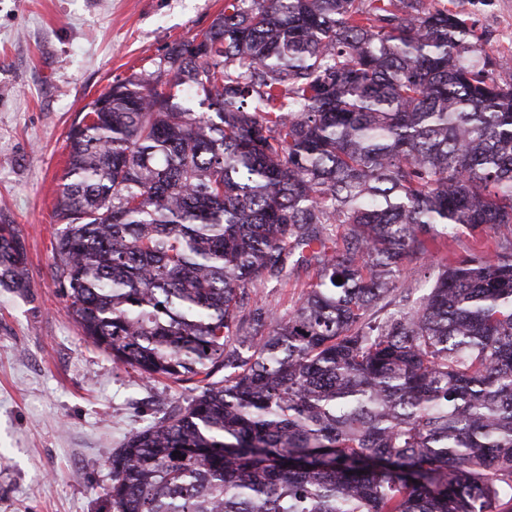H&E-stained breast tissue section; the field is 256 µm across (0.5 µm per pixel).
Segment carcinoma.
<instances>
[{"mask_svg":"<svg viewBox=\"0 0 512 512\" xmlns=\"http://www.w3.org/2000/svg\"><path fill=\"white\" fill-rule=\"evenodd\" d=\"M483 39L441 0H225L80 113L54 278L113 361L197 380L112 453V512H512V83ZM459 227L497 250L438 257ZM310 266L288 316L242 314ZM0 288H31L4 222Z\"/></svg>","mask_w":512,"mask_h":512,"instance_id":"1","label":"carcinoma"}]
</instances>
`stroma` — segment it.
<instances>
[{"label": "stroma", "instance_id": "obj_1", "mask_svg": "<svg viewBox=\"0 0 512 512\" xmlns=\"http://www.w3.org/2000/svg\"><path fill=\"white\" fill-rule=\"evenodd\" d=\"M484 31L482 56L512 82V0H443ZM224 0H0V218L25 242L31 287L0 288V512H112L109 460L192 394L146 381L82 336L52 272L67 135L113 82L153 70L208 29ZM315 280L302 269L250 292L285 314Z\"/></svg>", "mask_w": 512, "mask_h": 512}]
</instances>
